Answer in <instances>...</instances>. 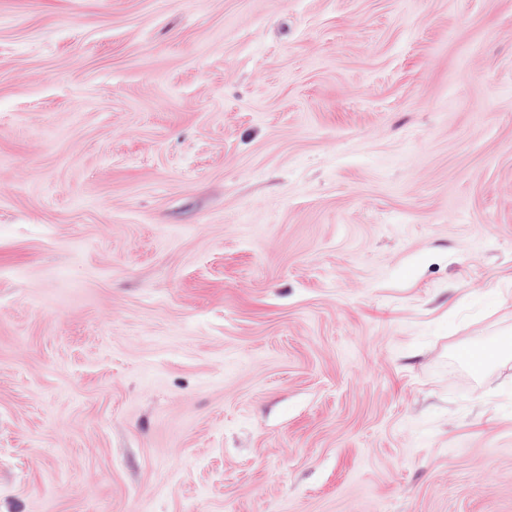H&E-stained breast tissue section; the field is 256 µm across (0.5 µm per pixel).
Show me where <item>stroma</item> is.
I'll return each instance as SVG.
<instances>
[{
	"label": "stroma",
	"mask_w": 512,
	"mask_h": 512,
	"mask_svg": "<svg viewBox=\"0 0 512 512\" xmlns=\"http://www.w3.org/2000/svg\"><path fill=\"white\" fill-rule=\"evenodd\" d=\"M0 512H512V0H0Z\"/></svg>",
	"instance_id": "stroma-1"
}]
</instances>
